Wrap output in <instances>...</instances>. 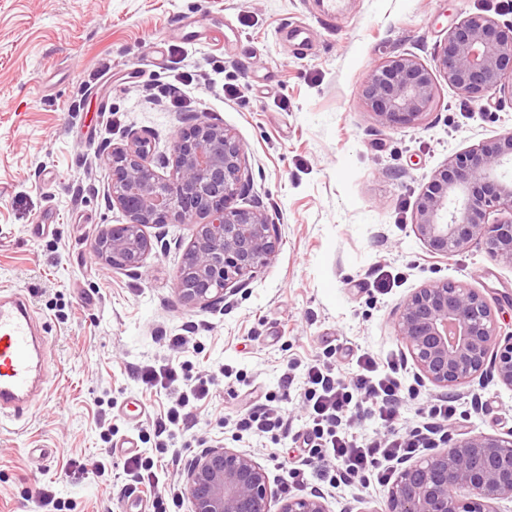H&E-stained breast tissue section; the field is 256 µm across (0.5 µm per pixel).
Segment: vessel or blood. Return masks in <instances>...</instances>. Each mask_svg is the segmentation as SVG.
I'll list each match as a JSON object with an SVG mask.
<instances>
[{
    "instance_id": "b4317fda",
    "label": "vessel or blood",
    "mask_w": 512,
    "mask_h": 512,
    "mask_svg": "<svg viewBox=\"0 0 512 512\" xmlns=\"http://www.w3.org/2000/svg\"><path fill=\"white\" fill-rule=\"evenodd\" d=\"M44 361V339L26 295L0 290V419H22L45 400Z\"/></svg>"
}]
</instances>
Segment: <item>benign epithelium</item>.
Returning <instances> with one entry per match:
<instances>
[{"label":"benign epithelium","instance_id":"1","mask_svg":"<svg viewBox=\"0 0 512 512\" xmlns=\"http://www.w3.org/2000/svg\"><path fill=\"white\" fill-rule=\"evenodd\" d=\"M439 69L461 95H512V25L487 15L460 19L448 31ZM367 108L389 128L412 127L436 106L437 85L417 59L391 56L363 85ZM168 178L150 164L146 139L130 135L112 148V201L126 222L95 240L106 267L138 272L154 244L152 226L196 225L183 256L177 293L187 305L221 309L275 258L276 217L236 206L249 188L246 150L229 130L201 116L177 134ZM512 132L451 159L435 171L417 200L414 231L428 249L448 256L481 241L491 258L512 265ZM395 328L418 369L417 380L465 389L485 375L512 389V333L472 288L448 281L427 285L398 307ZM388 485L385 512H503L512 503V431L431 444L401 460ZM192 512H329L318 490L272 510L268 476L253 455L215 446L196 455L182 475Z\"/></svg>","mask_w":512,"mask_h":512}]
</instances>
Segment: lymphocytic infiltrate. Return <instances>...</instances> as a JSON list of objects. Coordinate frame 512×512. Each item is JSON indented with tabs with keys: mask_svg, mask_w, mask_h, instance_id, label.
<instances>
[{
	"mask_svg": "<svg viewBox=\"0 0 512 512\" xmlns=\"http://www.w3.org/2000/svg\"><path fill=\"white\" fill-rule=\"evenodd\" d=\"M358 374L353 385H344L335 368L312 363L308 365L304 380L307 406L304 458L306 466L318 475L338 469L340 483H348L361 475L377 470L389 476L390 464L413 456L424 446L423 434L408 439H382L366 441L354 435L352 422L361 413H371L382 426H392L402 403L399 381L384 371L369 354L356 359ZM146 390H164L170 393L172 404L165 421L155 426L156 435L174 439L177 430L185 428L191 404L202 401L209 394V379H199L186 386L177 366L164 364L144 366L136 372Z\"/></svg>",
	"mask_w": 512,
	"mask_h": 512,
	"instance_id": "lymphocytic-infiltrate-1",
	"label": "lymphocytic infiltrate"
}]
</instances>
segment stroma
<instances>
[{"label": "stroma", "instance_id": "stroma-1", "mask_svg": "<svg viewBox=\"0 0 512 512\" xmlns=\"http://www.w3.org/2000/svg\"><path fill=\"white\" fill-rule=\"evenodd\" d=\"M470 14L512 23L504 0H343L329 25L316 0H0V288L30 297L52 374L26 420L0 423V512H119L125 457L106 452L100 420L111 419L113 442L155 454L152 425L170 397L134 380L145 365L183 362L190 384L215 376L163 462L164 485L223 445L254 455L275 499L309 492L313 473L285 482L305 420L304 371L328 363L349 381L363 353L400 366L396 435L429 423L447 397L452 434L512 430V388L489 375L464 392L418 383L394 326L413 291L450 280L483 294L512 332V265L479 242L434 256L413 228L433 172L512 131V103L463 98L440 78L436 109L392 129L360 96L384 58L436 68L450 26ZM295 26L312 38L289 50ZM177 73L192 79L184 111L151 95ZM195 115L246 149L252 180L238 206H272L280 218L274 262L221 310L187 306L175 291L194 224L162 227L165 249L137 275L93 251L105 227L125 221L109 196L113 145L150 138L156 171L169 175L173 140ZM42 216L50 228L37 236ZM173 336L187 337V353L171 348ZM220 365L231 378L216 376ZM255 392L286 432L241 437L234 419ZM386 490L370 473L325 494L330 512H382Z\"/></svg>", "mask_w": 512, "mask_h": 512}]
</instances>
